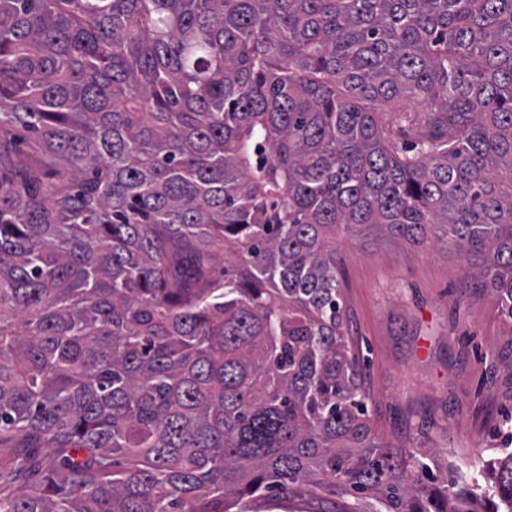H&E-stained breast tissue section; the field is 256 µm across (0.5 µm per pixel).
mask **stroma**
<instances>
[{"instance_id":"stroma-1","label":"stroma","mask_w":512,"mask_h":512,"mask_svg":"<svg viewBox=\"0 0 512 512\" xmlns=\"http://www.w3.org/2000/svg\"><path fill=\"white\" fill-rule=\"evenodd\" d=\"M345 329L376 435L447 465L512 450V323L454 247L336 238Z\"/></svg>"}]
</instances>
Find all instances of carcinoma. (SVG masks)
<instances>
[{"label": "carcinoma", "mask_w": 512, "mask_h": 512, "mask_svg": "<svg viewBox=\"0 0 512 512\" xmlns=\"http://www.w3.org/2000/svg\"><path fill=\"white\" fill-rule=\"evenodd\" d=\"M371 228L512 322V0H0V512H512V452L373 432Z\"/></svg>", "instance_id": "obj_1"}]
</instances>
